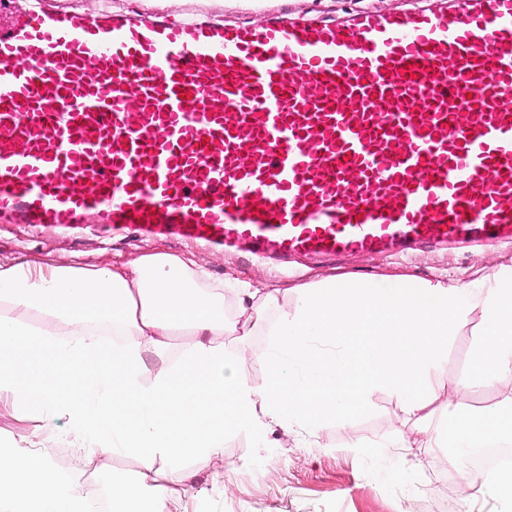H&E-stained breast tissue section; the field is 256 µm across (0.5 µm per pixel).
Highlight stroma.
<instances>
[{"label": "stroma", "mask_w": 512, "mask_h": 512, "mask_svg": "<svg viewBox=\"0 0 512 512\" xmlns=\"http://www.w3.org/2000/svg\"><path fill=\"white\" fill-rule=\"evenodd\" d=\"M86 8L112 5L145 15L182 18L198 10L228 23L258 24L270 16L309 22L336 19L358 10L389 12L420 6L421 0H81ZM165 252L189 255L211 280L227 284L247 281L260 288H294L331 277L370 281L388 274L437 280L449 276L468 282L512 266V244L424 245L407 255L363 254L330 259L300 257L282 264L242 250L222 249L166 239L107 238L95 225L79 234L59 228L0 226V261L36 258L48 263L94 262L130 265L143 255ZM479 313L448 339V352L429 382L441 403L458 414L473 415L512 405V380H474L479 344ZM423 423L404 421L399 403L377 392L346 429L327 426L316 436L274 428L258 446L243 433L229 436L221 460L206 465L188 460L182 466V490L169 512H507L490 494L468 500L456 477L440 479L441 495L417 496L411 487L420 471L447 464L455 468L447 448L433 449L423 468L405 464L394 450H380L394 432L408 439L422 435ZM355 439L361 452L346 448ZM42 459L72 480L90 476L106 489L136 479L139 465L124 454H110L97 467L79 465L75 449L57 436L42 444Z\"/></svg>", "instance_id": "1"}]
</instances>
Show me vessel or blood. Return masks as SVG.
Here are the masks:
<instances>
[{
  "instance_id": "obj_1",
  "label": "vessel or blood",
  "mask_w": 512,
  "mask_h": 512,
  "mask_svg": "<svg viewBox=\"0 0 512 512\" xmlns=\"http://www.w3.org/2000/svg\"><path fill=\"white\" fill-rule=\"evenodd\" d=\"M0 13V222L280 259L512 241V0L258 25Z\"/></svg>"
}]
</instances>
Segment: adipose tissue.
<instances>
[{"label": "adipose tissue", "mask_w": 512, "mask_h": 512, "mask_svg": "<svg viewBox=\"0 0 512 512\" xmlns=\"http://www.w3.org/2000/svg\"><path fill=\"white\" fill-rule=\"evenodd\" d=\"M273 308L257 383L240 352ZM475 310L476 378L512 379V270L469 283L391 276L285 290L214 284L192 258L164 252L119 268L0 263V401L41 423L0 443V512H84L98 495L43 462L60 421L87 463L115 452L139 460V481L113 484L110 512L143 500L146 512H168L183 459L223 458L231 434L261 443L274 426L341 427L380 389L419 416L437 397L428 379L449 336ZM511 434L512 408L448 417L452 448Z\"/></svg>", "instance_id": "1"}]
</instances>
